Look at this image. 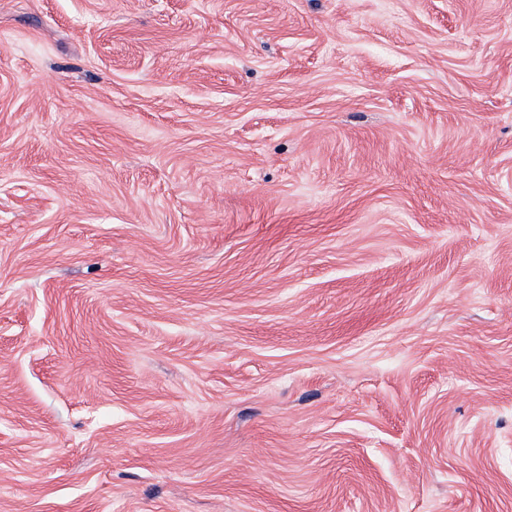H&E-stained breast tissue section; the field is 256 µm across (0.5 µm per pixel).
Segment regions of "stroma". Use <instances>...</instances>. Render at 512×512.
Wrapping results in <instances>:
<instances>
[{
    "label": "stroma",
    "mask_w": 512,
    "mask_h": 512,
    "mask_svg": "<svg viewBox=\"0 0 512 512\" xmlns=\"http://www.w3.org/2000/svg\"><path fill=\"white\" fill-rule=\"evenodd\" d=\"M0 512H512V0H0Z\"/></svg>",
    "instance_id": "35a3bbf8"
}]
</instances>
